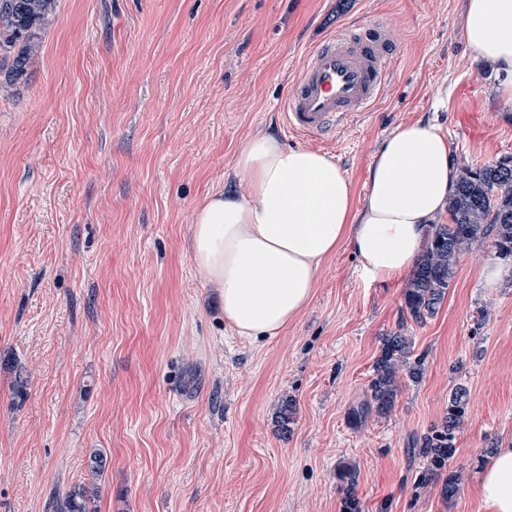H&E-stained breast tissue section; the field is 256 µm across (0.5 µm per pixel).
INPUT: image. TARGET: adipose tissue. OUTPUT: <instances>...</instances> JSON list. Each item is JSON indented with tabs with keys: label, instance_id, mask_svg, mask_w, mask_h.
<instances>
[{
	"label": "adipose tissue",
	"instance_id": "1",
	"mask_svg": "<svg viewBox=\"0 0 512 512\" xmlns=\"http://www.w3.org/2000/svg\"><path fill=\"white\" fill-rule=\"evenodd\" d=\"M464 34L475 59L493 66L497 94L512 99V0H466ZM249 190L215 191L196 209L191 258L217 289L224 319L245 338H272L311 299L321 263L340 246L366 277L405 276L443 214L457 171L447 138L431 123L397 127L377 150L367 192L355 205L350 179L326 153L264 135L237 158ZM490 512H512V443L478 479Z\"/></svg>",
	"mask_w": 512,
	"mask_h": 512
}]
</instances>
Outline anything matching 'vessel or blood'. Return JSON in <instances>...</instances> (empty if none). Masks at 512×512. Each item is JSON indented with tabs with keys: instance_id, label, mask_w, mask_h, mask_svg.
I'll return each mask as SVG.
<instances>
[{
	"instance_id": "1",
	"label": "vessel or blood",
	"mask_w": 512,
	"mask_h": 512,
	"mask_svg": "<svg viewBox=\"0 0 512 512\" xmlns=\"http://www.w3.org/2000/svg\"><path fill=\"white\" fill-rule=\"evenodd\" d=\"M393 47L387 27L371 21L345 26L315 44L279 103L286 129L324 139L370 111L390 82Z\"/></svg>"
}]
</instances>
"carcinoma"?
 Wrapping results in <instances>:
<instances>
[{
  "instance_id": "obj_1",
  "label": "carcinoma",
  "mask_w": 512,
  "mask_h": 512,
  "mask_svg": "<svg viewBox=\"0 0 512 512\" xmlns=\"http://www.w3.org/2000/svg\"><path fill=\"white\" fill-rule=\"evenodd\" d=\"M57 0H0V86L15 85L26 74L39 49L40 34L54 19ZM450 222L433 224L421 258L405 291L411 318L421 323L435 312L456 272L461 255L476 241L493 236L496 254L512 256V162L465 165L460 168L454 193L448 202ZM408 339L402 334L386 338L371 381V400L380 413L389 411L398 394L397 370L409 364ZM467 403L457 391L448 401V415L441 426L421 438L419 454L427 473L444 476L443 496L450 500L460 486V475L445 473L454 456L455 430L462 423ZM107 466L100 451L89 456L94 482L78 486L54 501V512H91L99 496L96 479Z\"/></svg>"
}]
</instances>
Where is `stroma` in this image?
<instances>
[{"instance_id":"1","label":"stroma","mask_w":512,"mask_h":512,"mask_svg":"<svg viewBox=\"0 0 512 512\" xmlns=\"http://www.w3.org/2000/svg\"><path fill=\"white\" fill-rule=\"evenodd\" d=\"M464 6L58 0L27 79L0 92V512H51L90 483L96 449L94 512H345L350 496L360 512H489L477 474L512 439V278L486 287L492 239L422 324L402 317L406 280L370 281L340 248L263 340L225 323L190 252L208 194L246 193L236 159L259 134L332 156L358 202L403 124L439 126L458 167L512 157V101L467 47ZM358 18L403 45L390 86L332 143L287 134L277 105L308 51ZM395 333L424 370L354 420ZM459 390L449 500L416 442ZM107 466V457L101 451H94L89 456V468L93 476L90 487H73L64 496L53 501L54 512H92L90 505L99 496L96 480L101 477Z\"/></svg>"}]
</instances>
